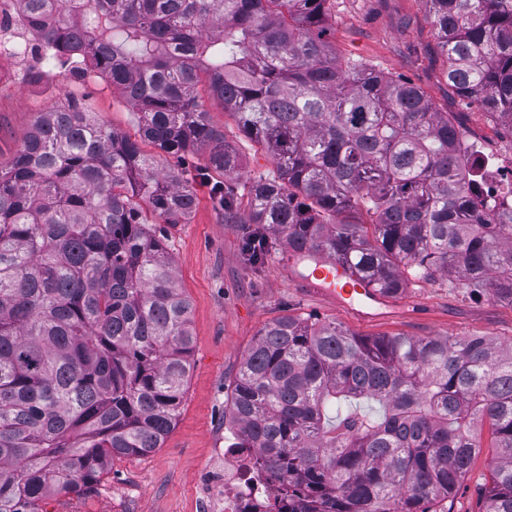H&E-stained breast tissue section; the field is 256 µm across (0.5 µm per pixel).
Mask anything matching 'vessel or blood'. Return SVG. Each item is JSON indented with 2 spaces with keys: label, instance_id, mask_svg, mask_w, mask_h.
I'll list each match as a JSON object with an SVG mask.
<instances>
[{
  "label": "vessel or blood",
  "instance_id": "1",
  "mask_svg": "<svg viewBox=\"0 0 512 512\" xmlns=\"http://www.w3.org/2000/svg\"><path fill=\"white\" fill-rule=\"evenodd\" d=\"M289 273L293 279L314 288L342 309L356 315L374 318L382 315L388 306L385 296L325 253H295Z\"/></svg>",
  "mask_w": 512,
  "mask_h": 512
}]
</instances>
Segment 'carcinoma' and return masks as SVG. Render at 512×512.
<instances>
[{"label": "carcinoma", "mask_w": 512, "mask_h": 512, "mask_svg": "<svg viewBox=\"0 0 512 512\" xmlns=\"http://www.w3.org/2000/svg\"><path fill=\"white\" fill-rule=\"evenodd\" d=\"M22 2L57 56L106 78L139 124L133 139L84 107H52L0 165V512L94 491L112 458L147 455L172 431L194 338L169 228L198 183L228 221L248 197L253 265L270 230L385 296L409 269L512 305V218L473 221L457 127L413 84L339 63L327 0H71L76 22L63 24L53 0ZM426 4L448 88L512 122V0ZM204 81L273 165L245 194ZM199 149L206 163L186 169ZM229 415L234 447L280 476L284 512H437L487 425L484 512H512V346L491 338L360 337L284 316L248 350Z\"/></svg>", "instance_id": "1"}]
</instances>
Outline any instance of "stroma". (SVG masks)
I'll return each instance as SVG.
<instances>
[{
	"instance_id": "obj_1",
	"label": "stroma",
	"mask_w": 512,
	"mask_h": 512,
	"mask_svg": "<svg viewBox=\"0 0 512 512\" xmlns=\"http://www.w3.org/2000/svg\"><path fill=\"white\" fill-rule=\"evenodd\" d=\"M329 40L342 60L377 66L419 87L438 111L460 129L499 137L503 127L475 102L452 94L445 59L424 0H328ZM58 94L85 104L107 126L136 135L137 118L121 94L98 77L60 79ZM200 101L211 123L240 149L239 183L268 172V156L243 141L235 118L208 95ZM39 94L0 89V163L9 164L38 113L51 107ZM246 227L230 224L210 196L197 188V205L170 230L169 247L179 288L192 305L195 337L191 371L175 426L161 448L143 456L113 459L95 492L53 495L43 512H200L210 469L224 448L231 385L261 328L282 316L333 321L357 335L486 336L512 345V306L466 293L447 278H409L391 299L389 314L364 321L291 278L290 253L274 242L263 263L250 265L242 252ZM470 473L444 501V512H483V487L496 461L490 436Z\"/></svg>"
}]
</instances>
